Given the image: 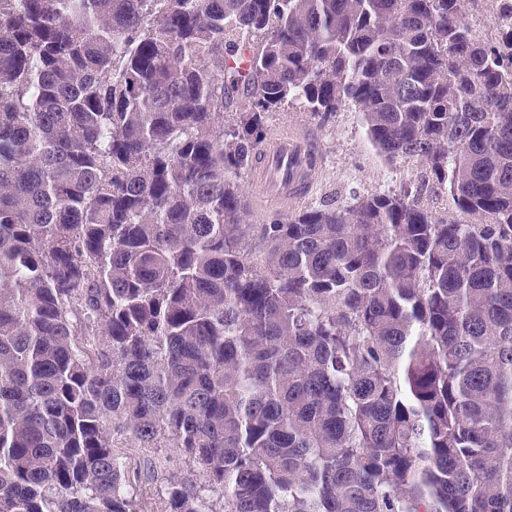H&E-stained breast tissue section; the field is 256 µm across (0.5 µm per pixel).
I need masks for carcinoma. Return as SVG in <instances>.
Instances as JSON below:
<instances>
[{
	"mask_svg": "<svg viewBox=\"0 0 512 512\" xmlns=\"http://www.w3.org/2000/svg\"><path fill=\"white\" fill-rule=\"evenodd\" d=\"M473 0H0V512H512V26ZM407 195L248 224L268 117ZM230 110V120L224 111ZM469 21L472 26L476 23H486V25H478L473 27L475 36L480 40L489 39L493 35L497 25V23L494 24L490 21L489 8L486 2L482 0H478L470 8ZM125 469L131 472L138 470L141 473L155 470L153 481L142 480L128 487L129 493L141 502L144 511L154 512L160 510L161 489L166 479L188 478L195 480L196 472L189 462L176 448H118Z\"/></svg>",
	"mask_w": 512,
	"mask_h": 512,
	"instance_id": "1",
	"label": "carcinoma"
}]
</instances>
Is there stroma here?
Returning <instances> with one entry per match:
<instances>
[{
    "label": "stroma",
    "instance_id": "obj_1",
    "mask_svg": "<svg viewBox=\"0 0 512 512\" xmlns=\"http://www.w3.org/2000/svg\"><path fill=\"white\" fill-rule=\"evenodd\" d=\"M271 130H295L314 133L323 152L322 175L305 200L306 205L340 207L353 196L388 191H409L412 198L423 201L433 214L447 216V195L439 186L423 181L420 174L405 172L404 161L385 162L368 144L357 112L344 110L335 118L322 120L296 105L269 118ZM126 470H154L155 478L133 484L129 492L143 505L144 512H159L160 496L167 479L193 478L187 459L175 448L119 449Z\"/></svg>",
    "mask_w": 512,
    "mask_h": 512
}]
</instances>
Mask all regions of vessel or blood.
<instances>
[{"label": "vessel or blood", "mask_w": 512, "mask_h": 512, "mask_svg": "<svg viewBox=\"0 0 512 512\" xmlns=\"http://www.w3.org/2000/svg\"><path fill=\"white\" fill-rule=\"evenodd\" d=\"M319 144L308 133H277L255 155L250 207L259 213L301 201L313 187Z\"/></svg>", "instance_id": "obj_1"}]
</instances>
